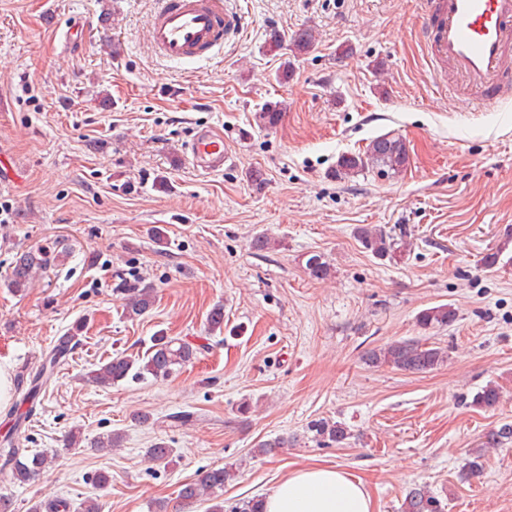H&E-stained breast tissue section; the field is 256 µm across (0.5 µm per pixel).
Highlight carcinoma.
<instances>
[{"label": "carcinoma", "instance_id": "cac0c4a2", "mask_svg": "<svg viewBox=\"0 0 512 512\" xmlns=\"http://www.w3.org/2000/svg\"><path fill=\"white\" fill-rule=\"evenodd\" d=\"M314 38L309 30H300L292 36V45L297 53H305L312 47ZM281 108L267 105L258 113V125L272 128L280 120ZM408 150L403 140L386 135L370 140L365 152L344 154L336 163L335 175L345 179L368 167L382 166L398 173L408 163ZM356 237L364 248L379 259H396L400 249L397 242L387 236L380 228L364 224L356 229ZM65 250L58 245L28 249L21 252L13 262L7 277L6 286L21 292L35 278L47 273L57 266ZM305 271L314 280H325L332 272V267L324 255L315 253L305 262ZM127 297L124 298L123 312L125 318L136 320L148 313L154 305L153 289L148 285L129 283L124 285ZM457 320V311L449 304H441L421 311L417 317L423 329L446 327ZM80 326L59 337L42 355L40 364L29 376L28 388L22 392L20 402L28 405L27 410L19 416L15 425H20L35 410L37 399L59 370L69 363L79 342ZM197 350L190 343L170 336H156L153 344L143 356L134 357L118 352L96 370L86 373L88 381L99 386H108L128 378L129 375L150 374L154 377L167 376L175 367L185 365L196 358ZM447 351L430 346L418 340H404L392 343L384 348H373L366 352L365 362L371 366H389L399 371L425 373L437 368L447 361ZM501 392L495 385H486L474 396L472 403L479 407L492 408L499 404ZM314 437L327 444L340 445L348 439L347 428L340 422L328 419L317 420L310 425ZM512 439V425L505 423L499 429L486 433L483 445L495 448ZM174 450L163 442L154 443L147 449V458L153 462L168 461ZM58 454L48 455L38 451L29 452L26 448L15 446L12 435L0 440V468L9 470L13 479L26 484L38 480L56 461ZM233 465L211 467L203 471L194 483L186 484L181 496L186 500H197L204 496L217 498L218 491L224 489L225 483L233 478ZM444 505L438 497L425 487L411 489L403 503L402 512H443Z\"/></svg>", "mask_w": 512, "mask_h": 512}]
</instances>
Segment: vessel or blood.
Returning <instances> with one entry per match:
<instances>
[{"label":"vessel or blood","mask_w":512,"mask_h":512,"mask_svg":"<svg viewBox=\"0 0 512 512\" xmlns=\"http://www.w3.org/2000/svg\"><path fill=\"white\" fill-rule=\"evenodd\" d=\"M419 36L433 71H452L488 103L512 99V0H422ZM242 21L231 0H157L147 22L150 46L165 61L212 58L240 36ZM197 171L223 170L228 160L222 131L197 130L187 148Z\"/></svg>","instance_id":"1"}]
</instances>
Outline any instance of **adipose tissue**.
<instances>
[{
    "mask_svg": "<svg viewBox=\"0 0 512 512\" xmlns=\"http://www.w3.org/2000/svg\"><path fill=\"white\" fill-rule=\"evenodd\" d=\"M264 507L266 512H374L363 482L327 465H312L281 479Z\"/></svg>",
    "mask_w": 512,
    "mask_h": 512,
    "instance_id": "adipose-tissue-1",
    "label": "adipose tissue"
}]
</instances>
